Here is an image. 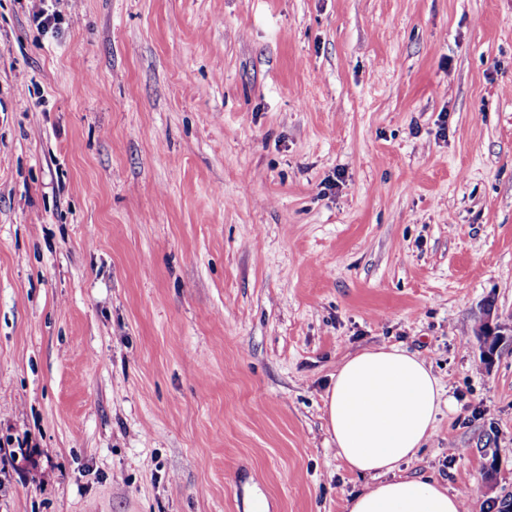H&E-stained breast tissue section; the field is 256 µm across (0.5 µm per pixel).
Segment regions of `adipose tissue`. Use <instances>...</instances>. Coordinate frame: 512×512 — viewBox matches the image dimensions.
I'll use <instances>...</instances> for the list:
<instances>
[{"label": "adipose tissue", "mask_w": 512, "mask_h": 512, "mask_svg": "<svg viewBox=\"0 0 512 512\" xmlns=\"http://www.w3.org/2000/svg\"><path fill=\"white\" fill-rule=\"evenodd\" d=\"M444 390L425 361L396 346L342 360L325 397L339 459L368 478L347 512H463L460 494L432 478L400 475L430 438Z\"/></svg>", "instance_id": "1"}]
</instances>
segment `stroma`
Segmentation results:
<instances>
[{"label":"stroma","instance_id":"obj_1","mask_svg":"<svg viewBox=\"0 0 512 512\" xmlns=\"http://www.w3.org/2000/svg\"><path fill=\"white\" fill-rule=\"evenodd\" d=\"M384 345L402 474L512 505V0H0V512H345ZM30 2L28 9L32 22L44 30H53L63 19L59 11L50 10L49 0H27ZM444 390L425 361L396 346L348 356L325 397L339 459L371 483L347 512H463V499L432 478L402 476L430 438Z\"/></svg>","mask_w":512,"mask_h":512}]
</instances>
